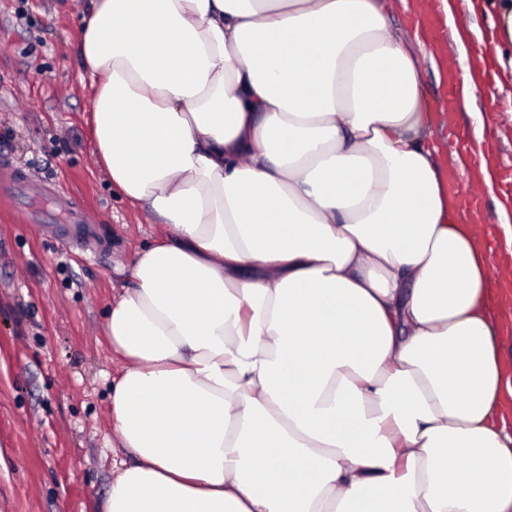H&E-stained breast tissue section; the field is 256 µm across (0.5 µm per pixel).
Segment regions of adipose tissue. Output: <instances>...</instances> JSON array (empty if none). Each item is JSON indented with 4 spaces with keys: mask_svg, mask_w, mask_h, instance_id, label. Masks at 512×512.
Instances as JSON below:
<instances>
[{
    "mask_svg": "<svg viewBox=\"0 0 512 512\" xmlns=\"http://www.w3.org/2000/svg\"><path fill=\"white\" fill-rule=\"evenodd\" d=\"M109 181L102 512H512L489 255L385 0H87Z\"/></svg>",
    "mask_w": 512,
    "mask_h": 512,
    "instance_id": "ef3b65f1",
    "label": "adipose tissue"
}]
</instances>
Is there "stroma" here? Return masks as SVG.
Returning a JSON list of instances; mask_svg holds the SVG:
<instances>
[{
  "label": "stroma",
  "mask_w": 512,
  "mask_h": 512,
  "mask_svg": "<svg viewBox=\"0 0 512 512\" xmlns=\"http://www.w3.org/2000/svg\"><path fill=\"white\" fill-rule=\"evenodd\" d=\"M82 0H0V157L30 174L28 205L0 202V512H99L124 453L108 395L123 363L103 313L131 263L162 234L155 218L112 190L88 119L91 79L79 51ZM396 24L413 41L433 132L444 151L471 139L466 111L438 114L445 74L463 72L454 47L418 34L401 0ZM486 137L512 167V80L495 102ZM490 307L502 361L512 372V252L496 250Z\"/></svg>",
  "instance_id": "stroma-1"
}]
</instances>
